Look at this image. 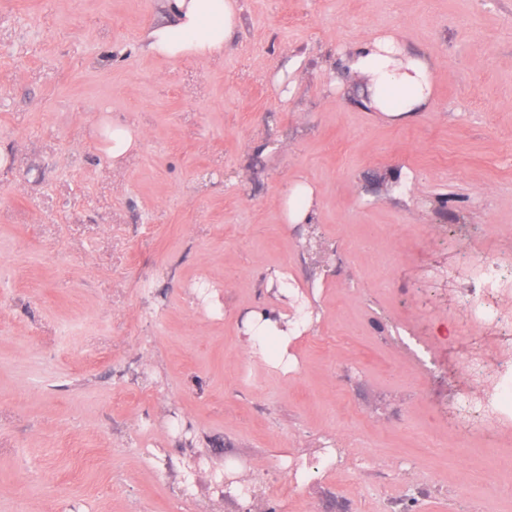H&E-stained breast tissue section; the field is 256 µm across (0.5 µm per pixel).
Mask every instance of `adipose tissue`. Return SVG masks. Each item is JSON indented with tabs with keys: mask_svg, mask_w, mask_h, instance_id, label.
Wrapping results in <instances>:
<instances>
[{
	"mask_svg": "<svg viewBox=\"0 0 512 512\" xmlns=\"http://www.w3.org/2000/svg\"><path fill=\"white\" fill-rule=\"evenodd\" d=\"M176 22L150 29L146 49L165 59L208 58L223 53L238 26V0H167ZM346 75L363 79L362 103L386 122L406 124L426 111L434 95L436 62L411 51L395 35H381L357 44L343 59ZM289 224L310 223L315 213L313 187L296 179L280 201ZM300 321L288 318L287 307L263 308L246 319L244 347L281 373L293 359L290 337L300 332Z\"/></svg>",
	"mask_w": 512,
	"mask_h": 512,
	"instance_id": "1",
	"label": "adipose tissue"
}]
</instances>
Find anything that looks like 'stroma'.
Wrapping results in <instances>:
<instances>
[{"instance_id": "1", "label": "stroma", "mask_w": 512, "mask_h": 512, "mask_svg": "<svg viewBox=\"0 0 512 512\" xmlns=\"http://www.w3.org/2000/svg\"><path fill=\"white\" fill-rule=\"evenodd\" d=\"M171 21L0 0V512H512V418L452 425L512 377V338L453 326L484 247L512 321V0H239L208 59L147 52ZM386 32L439 65L401 126L332 85ZM106 116L139 134L116 164ZM295 178L312 223L282 220ZM275 271L311 317L285 375L241 343Z\"/></svg>"}]
</instances>
